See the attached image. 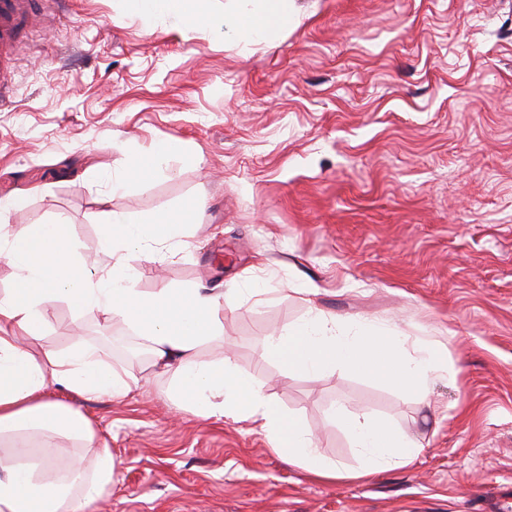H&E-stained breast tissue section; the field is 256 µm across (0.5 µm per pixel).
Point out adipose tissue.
Here are the masks:
<instances>
[{
  "label": "adipose tissue",
  "instance_id": "adipose-tissue-1",
  "mask_svg": "<svg viewBox=\"0 0 512 512\" xmlns=\"http://www.w3.org/2000/svg\"><path fill=\"white\" fill-rule=\"evenodd\" d=\"M122 2L123 17L145 25L168 23L186 32L218 26L244 44L262 41L292 15V0H226L220 18L214 16L211 0ZM182 152L180 142H157L146 156L135 157L128 170L112 177V192L123 191L132 179L164 173ZM190 221L187 211L149 221L107 218L101 225L102 240L120 246L123 254L99 276L76 259L67 227L61 223L29 226L0 245V261L14 271L10 288L0 296V435L44 434L41 460L57 471L54 479L46 480L37 467L18 462L15 454L1 455L0 512H83L112 485V450L98 444L90 420L43 395L57 385L80 395L124 399L139 378L114 368L95 347L42 345L48 314L62 300L77 310L121 313L146 341L153 368L170 377L173 390L199 415L259 423L284 461L318 479H362L383 468L406 465L417 456V449L388 421L347 414L337 407L332 415L361 457L358 469H344L320 455L301 419L266 397L238 371L232 357L198 358L202 343L224 334L217 316L219 296L195 286L142 292L133 265L137 259L162 261L165 243ZM405 343V336L394 328L371 322L342 327L317 313L266 336L264 354L292 374L317 377L341 366L403 392L426 390L446 366L433 346H420L410 354ZM57 435L95 449L93 471L63 455L53 441Z\"/></svg>",
  "mask_w": 512,
  "mask_h": 512
}]
</instances>
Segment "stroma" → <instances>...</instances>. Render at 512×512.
<instances>
[{"label":"stroma","instance_id":"35a3bbf8","mask_svg":"<svg viewBox=\"0 0 512 512\" xmlns=\"http://www.w3.org/2000/svg\"><path fill=\"white\" fill-rule=\"evenodd\" d=\"M257 45L119 20L120 0H51L0 87L6 224H68L77 258L112 263L106 214L150 218L196 205L138 287L237 280L222 302L238 370L314 435L358 458L334 405L389 421L419 450L360 480L313 478L258 423L204 418L156 375L118 313L58 302L42 343L74 334L140 376L132 396L53 388L90 418L115 462L85 512H512V0H294ZM175 139L168 172L110 194L130 157ZM368 320L439 345L446 375L403 393L339 367L291 375L264 338L314 313Z\"/></svg>","mask_w":512,"mask_h":512}]
</instances>
